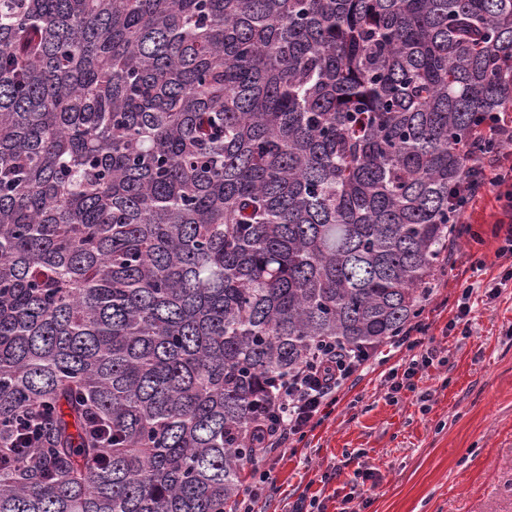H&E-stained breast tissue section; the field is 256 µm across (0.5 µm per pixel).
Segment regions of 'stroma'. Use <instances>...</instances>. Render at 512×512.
<instances>
[{"label":"stroma","mask_w":512,"mask_h":512,"mask_svg":"<svg viewBox=\"0 0 512 512\" xmlns=\"http://www.w3.org/2000/svg\"><path fill=\"white\" fill-rule=\"evenodd\" d=\"M501 216L494 196L469 205L463 221L471 232L449 241L448 263L431 283L421 318L447 359L417 381L433 391L432 401L421 406L406 391L386 398L382 377L401 353L371 362L329 417L277 461V491L265 512H286L303 494L337 512L354 478L347 460L360 451L379 480L367 512H512V286L490 302L482 290L500 272L491 230ZM467 284L475 287V318L464 336L446 325ZM334 466L340 477L319 483Z\"/></svg>","instance_id":"1"}]
</instances>
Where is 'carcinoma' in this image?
<instances>
[{
	"label": "carcinoma",
	"mask_w": 512,
	"mask_h": 512,
	"mask_svg": "<svg viewBox=\"0 0 512 512\" xmlns=\"http://www.w3.org/2000/svg\"><path fill=\"white\" fill-rule=\"evenodd\" d=\"M512 0H0V512H231L325 339L419 317Z\"/></svg>",
	"instance_id": "cac0c4a2"
}]
</instances>
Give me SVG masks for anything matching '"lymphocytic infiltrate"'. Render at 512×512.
<instances>
[{"label":"lymphocytic infiltrate","mask_w":512,"mask_h":512,"mask_svg":"<svg viewBox=\"0 0 512 512\" xmlns=\"http://www.w3.org/2000/svg\"><path fill=\"white\" fill-rule=\"evenodd\" d=\"M508 182L512 183L511 166L498 159L487 160L484 153H475L457 205L462 208L476 198L498 193ZM428 329V324L420 321L402 336L392 339V347L402 350L404 357L402 370H390L384 380L389 397L408 391L417 393L420 402L431 401V392L418 391L415 382L419 373L432 367L438 359L437 348L423 340ZM371 357V351L328 341L279 384L267 415L253 428L263 452L253 460L248 493L242 497L237 512H256L257 504L270 497L276 485L271 452L289 448L292 442L321 424L329 416L346 381L363 369Z\"/></svg>","instance_id":"lymphocytic-infiltrate-1"}]
</instances>
